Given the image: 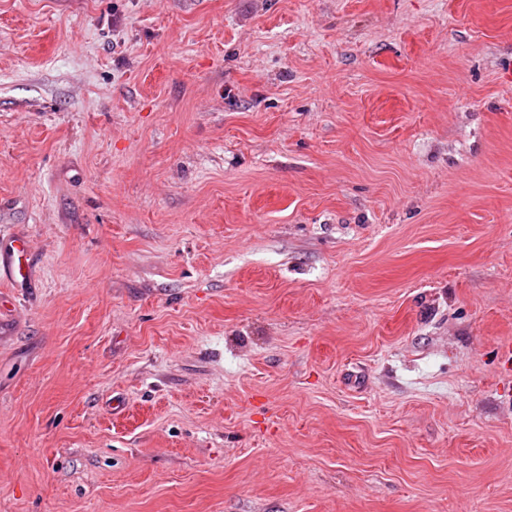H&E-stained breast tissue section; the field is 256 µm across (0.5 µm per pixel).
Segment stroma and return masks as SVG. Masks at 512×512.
<instances>
[{
    "mask_svg": "<svg viewBox=\"0 0 512 512\" xmlns=\"http://www.w3.org/2000/svg\"><path fill=\"white\" fill-rule=\"evenodd\" d=\"M512 0H0V512H512ZM26 244L12 241L0 248V278H6L23 287L28 280L29 269L25 264Z\"/></svg>",
    "mask_w": 512,
    "mask_h": 512,
    "instance_id": "stroma-1",
    "label": "stroma"
}]
</instances>
